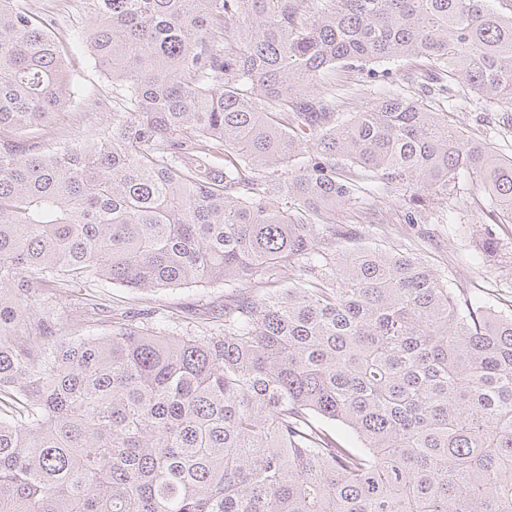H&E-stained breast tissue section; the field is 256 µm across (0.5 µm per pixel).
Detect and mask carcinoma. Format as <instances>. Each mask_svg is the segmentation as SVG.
<instances>
[{"label": "carcinoma", "instance_id": "obj_1", "mask_svg": "<svg viewBox=\"0 0 512 512\" xmlns=\"http://www.w3.org/2000/svg\"><path fill=\"white\" fill-rule=\"evenodd\" d=\"M490 2L79 0L112 111L48 149L69 43L0 0V401L27 406L0 417V512H512V318L325 222L368 172L430 201L465 174L512 223V157L448 113L336 111V70L416 57L512 130ZM94 280L259 288L193 333L40 313Z\"/></svg>", "mask_w": 512, "mask_h": 512}]
</instances>
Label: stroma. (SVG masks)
Returning <instances> with one entry per match:
<instances>
[{
	"label": "stroma",
	"instance_id": "stroma-1",
	"mask_svg": "<svg viewBox=\"0 0 512 512\" xmlns=\"http://www.w3.org/2000/svg\"><path fill=\"white\" fill-rule=\"evenodd\" d=\"M31 4L36 13H54L57 31L73 41L71 82L75 101L56 114L51 130L58 138L86 133L104 122L106 115L85 111L83 98H110L112 83L96 67L82 43L86 23L81 18L78 0H31ZM440 105L461 129L512 156V133L498 130L494 107L472 90L451 87ZM410 208L408 198L399 189L379 185L376 178L363 177L355 203L337 208L330 216L333 224L350 232L349 237L337 240V248L368 245L417 254L437 270L460 300L482 311L512 316V224L495 223L485 196L471 180L457 177L448 199L422 210L419 223H407ZM489 232L497 246L492 256L483 249ZM232 294V289L220 284L133 292L105 281H88L67 289L61 296L47 295L41 308L54 314L61 308L72 309L95 300L99 309L97 321L72 322L69 331L76 336L102 335L110 331L118 318L148 308L160 317H176L180 330L194 331L222 314Z\"/></svg>",
	"mask_w": 512,
	"mask_h": 512
}]
</instances>
